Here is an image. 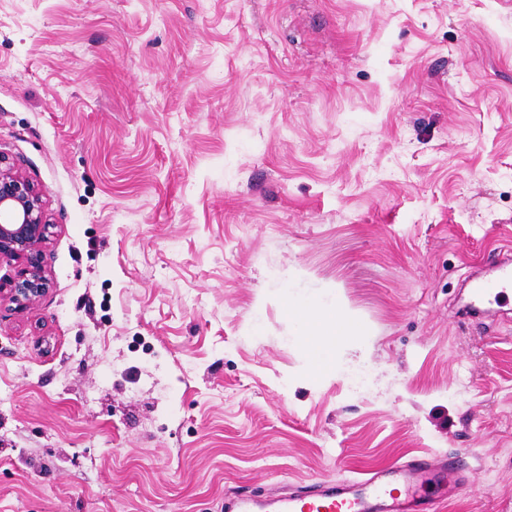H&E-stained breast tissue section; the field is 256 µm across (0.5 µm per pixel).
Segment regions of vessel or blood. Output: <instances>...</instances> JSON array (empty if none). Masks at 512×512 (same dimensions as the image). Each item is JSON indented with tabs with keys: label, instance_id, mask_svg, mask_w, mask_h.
Returning <instances> with one entry per match:
<instances>
[{
	"label": "vessel or blood",
	"instance_id": "obj_1",
	"mask_svg": "<svg viewBox=\"0 0 512 512\" xmlns=\"http://www.w3.org/2000/svg\"><path fill=\"white\" fill-rule=\"evenodd\" d=\"M511 288L512 274H507L495 284L474 285L473 299L479 304ZM428 469L452 488L471 483L468 470L455 458L414 459L355 478L318 480L274 496L243 495L235 501V512H435L432 502L414 494Z\"/></svg>",
	"mask_w": 512,
	"mask_h": 512
}]
</instances>
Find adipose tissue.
Returning a JSON list of instances; mask_svg holds the SVG:
<instances>
[{
    "label": "adipose tissue",
    "instance_id": "ef3b65f1",
    "mask_svg": "<svg viewBox=\"0 0 512 512\" xmlns=\"http://www.w3.org/2000/svg\"><path fill=\"white\" fill-rule=\"evenodd\" d=\"M283 302L311 377L335 373L343 345L368 333L363 321L346 308L342 299L327 303L287 290Z\"/></svg>",
    "mask_w": 512,
    "mask_h": 512
}]
</instances>
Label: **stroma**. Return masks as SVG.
I'll return each mask as SVG.
<instances>
[{"label": "stroma", "instance_id": "1", "mask_svg": "<svg viewBox=\"0 0 512 512\" xmlns=\"http://www.w3.org/2000/svg\"><path fill=\"white\" fill-rule=\"evenodd\" d=\"M52 286L0 312V512H233L457 456L512 512V0H0ZM368 327L311 380L277 290ZM370 381L350 383L360 373ZM512 288V273H506L493 285L478 283L473 287V299L475 303H482L489 300L491 297L497 298L506 290Z\"/></svg>", "mask_w": 512, "mask_h": 512}]
</instances>
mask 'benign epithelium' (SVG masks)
Here are the masks:
<instances>
[{
	"label": "benign epithelium",
	"instance_id": "obj_1",
	"mask_svg": "<svg viewBox=\"0 0 512 512\" xmlns=\"http://www.w3.org/2000/svg\"><path fill=\"white\" fill-rule=\"evenodd\" d=\"M52 227L46 193L0 152V257L20 266L7 287H0V307L27 309L48 293L44 247Z\"/></svg>",
	"mask_w": 512,
	"mask_h": 512
}]
</instances>
